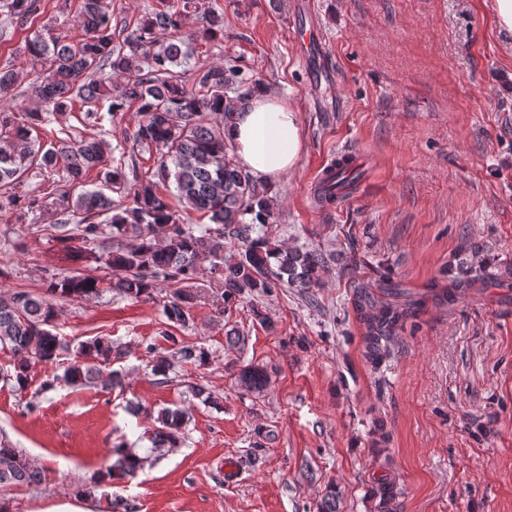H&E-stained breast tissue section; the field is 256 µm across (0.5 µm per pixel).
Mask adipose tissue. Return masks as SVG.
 Returning a JSON list of instances; mask_svg holds the SVG:
<instances>
[{"instance_id": "1", "label": "adipose tissue", "mask_w": 512, "mask_h": 512, "mask_svg": "<svg viewBox=\"0 0 512 512\" xmlns=\"http://www.w3.org/2000/svg\"><path fill=\"white\" fill-rule=\"evenodd\" d=\"M224 135L237 164L263 182L292 169L303 150L297 110L265 89L225 117Z\"/></svg>"}]
</instances>
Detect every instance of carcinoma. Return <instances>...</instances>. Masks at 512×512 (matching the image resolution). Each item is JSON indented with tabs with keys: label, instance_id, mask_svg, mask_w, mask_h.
<instances>
[{
	"label": "carcinoma",
	"instance_id": "cac0c4a2",
	"mask_svg": "<svg viewBox=\"0 0 512 512\" xmlns=\"http://www.w3.org/2000/svg\"><path fill=\"white\" fill-rule=\"evenodd\" d=\"M42 0H0V15L22 30L41 12ZM199 26L182 34L186 18ZM75 20L79 39L35 35L25 39V66L29 68V93L38 106L27 108L19 120L0 112V187L27 179L31 172L61 168L65 181L87 185L96 172L98 187L70 198L60 194L63 214L80 216L74 231L59 236L61 261L75 264L94 260L104 264L102 277L77 271L53 273L44 294L0 293V349L14 356L12 369L0 379L23 391L31 366L74 360L45 383L84 386L100 378L99 367L120 355L112 341L95 338L74 348L56 332L58 300H87L112 288L133 298H151L160 287L169 288L164 314L182 326L192 321L197 271L209 263L211 279L223 288L222 303L243 294H267L281 286L318 288L328 258L316 250L276 244L268 228L275 223V203L264 185L241 169L234 149L224 139L222 118L255 89L253 79L239 64L200 66L192 63L193 44L211 42L224 34V12L214 0H155L149 12L133 23L113 26L112 0H79ZM123 77L121 84L112 82ZM236 97H231V94ZM85 107L86 120L114 123L128 112L136 114L134 145L154 151L157 164L147 176L136 167L126 169L124 159H108L112 147L100 139L70 136L67 116L75 104ZM55 123L63 138L40 140V131ZM347 164L334 169L323 187L324 198L336 200V190L346 187ZM119 199H112V194ZM179 206H174L172 200ZM36 200L26 203L13 194L0 195V210L24 214ZM208 219L200 232L192 213ZM79 245H73V242ZM355 308L367 324L366 360L377 366L389 356L387 342L410 319L418 303L391 301L377 308L367 293L356 291ZM173 347L153 358L154 376L167 377L175 361L198 366L210 364L203 347L169 337ZM239 381L248 391L261 392L268 374L247 365ZM188 421V410L162 408L156 446L178 445ZM113 465L98 475L107 485L136 477L142 459L124 445L109 449ZM41 472L6 439L0 440V487L33 485ZM377 512H399L394 484L385 479L372 489Z\"/></svg>",
	"mask_w": 512,
	"mask_h": 512
}]
</instances>
